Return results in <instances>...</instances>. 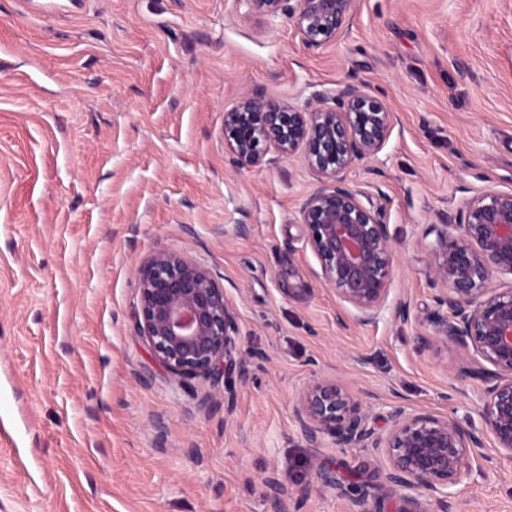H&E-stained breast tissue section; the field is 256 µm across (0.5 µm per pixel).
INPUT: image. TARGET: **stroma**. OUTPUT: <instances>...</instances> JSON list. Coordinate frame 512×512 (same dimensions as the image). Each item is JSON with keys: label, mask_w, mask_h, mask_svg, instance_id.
I'll list each match as a JSON object with an SVG mask.
<instances>
[{"label": "stroma", "mask_w": 512, "mask_h": 512, "mask_svg": "<svg viewBox=\"0 0 512 512\" xmlns=\"http://www.w3.org/2000/svg\"><path fill=\"white\" fill-rule=\"evenodd\" d=\"M353 79L396 115L348 180L385 211L404 321L338 325L295 213L312 174L297 158L239 171L224 150V113L251 90L302 106ZM490 186L512 190V0H359L317 49L246 0H0V512H270L267 476L293 492L320 472L335 487L292 512H352L358 486L397 512L385 456L306 447L293 405L321 376L378 429L401 401L483 432L452 510L512 512L483 386L432 338L446 311L418 244ZM158 251L210 272L235 357L265 350L264 370L183 383L155 361L134 312Z\"/></svg>", "instance_id": "obj_1"}]
</instances>
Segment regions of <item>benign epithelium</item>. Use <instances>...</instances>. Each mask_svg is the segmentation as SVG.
I'll list each match as a JSON object with an SVG mask.
<instances>
[{"instance_id":"7a95c632","label":"benign epithelium","mask_w":512,"mask_h":512,"mask_svg":"<svg viewBox=\"0 0 512 512\" xmlns=\"http://www.w3.org/2000/svg\"><path fill=\"white\" fill-rule=\"evenodd\" d=\"M249 2L258 13L288 16L305 44L319 47L349 26L357 0ZM394 124V113L361 82L319 91L303 107L254 90L224 112V145L235 168L270 167L298 156L315 176L296 207L305 243L319 262L317 277L363 324L387 306L395 249L383 210L361 204L347 173L382 150ZM436 218L420 240L440 286L436 301L447 309L434 338L471 358L460 372L485 384L479 401L486 429L512 459V285L492 286L495 276L512 275V192L488 187ZM138 284V336L177 379L211 375L220 365L246 377L267 360L262 351L233 357L236 313L193 261L158 251L140 265ZM294 414L313 448L329 437L339 448L384 452L387 485L410 491L398 512H449L451 488L469 474L467 449L482 445L480 435L457 422L401 405L391 407L389 428L378 433L352 388L330 379L310 384ZM268 484L273 512H289L288 493L272 477Z\"/></svg>"}]
</instances>
